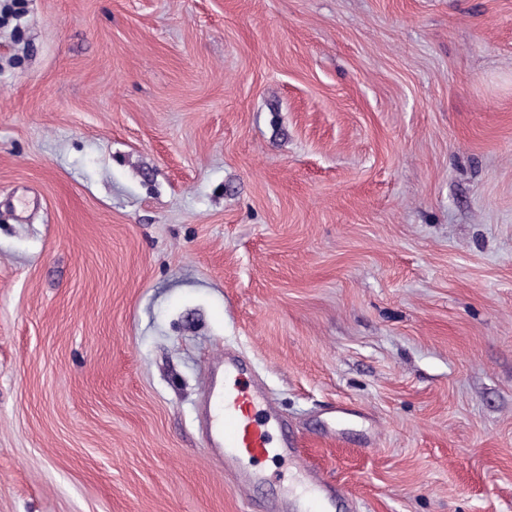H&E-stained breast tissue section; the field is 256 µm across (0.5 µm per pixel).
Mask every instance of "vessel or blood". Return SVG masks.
<instances>
[{
	"instance_id": "vessel-or-blood-1",
	"label": "vessel or blood",
	"mask_w": 512,
	"mask_h": 512,
	"mask_svg": "<svg viewBox=\"0 0 512 512\" xmlns=\"http://www.w3.org/2000/svg\"><path fill=\"white\" fill-rule=\"evenodd\" d=\"M245 366L236 359L224 361V389L215 393L211 445L223 449L224 464L238 463L287 454V442H274L272 425L261 421L259 413L268 405L261 390H246L237 379Z\"/></svg>"
}]
</instances>
